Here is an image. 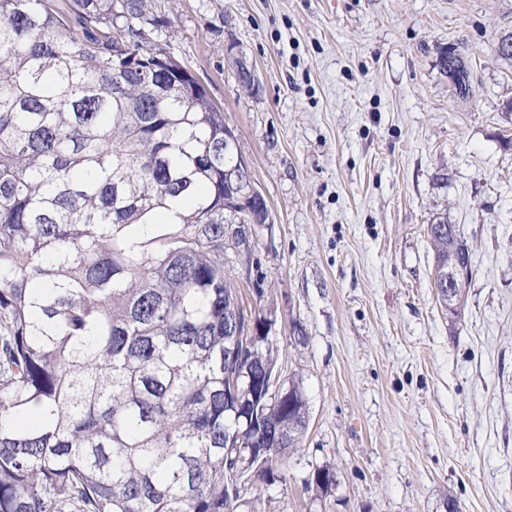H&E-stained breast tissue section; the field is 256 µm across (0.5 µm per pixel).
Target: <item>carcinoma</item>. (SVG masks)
Instances as JSON below:
<instances>
[{
    "instance_id": "1",
    "label": "carcinoma",
    "mask_w": 512,
    "mask_h": 512,
    "mask_svg": "<svg viewBox=\"0 0 512 512\" xmlns=\"http://www.w3.org/2000/svg\"><path fill=\"white\" fill-rule=\"evenodd\" d=\"M157 26L151 0H0V512H243L308 429L299 380L259 389L270 336L224 335L236 154Z\"/></svg>"
}]
</instances>
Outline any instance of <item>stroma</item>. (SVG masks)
Instances as JSON below:
<instances>
[{"mask_svg": "<svg viewBox=\"0 0 512 512\" xmlns=\"http://www.w3.org/2000/svg\"><path fill=\"white\" fill-rule=\"evenodd\" d=\"M152 36L236 132L270 224L224 250L271 311L309 427L250 512H512V0H152ZM463 49L473 94L438 67ZM252 74L251 84L238 78ZM472 255L464 313L433 286L428 226ZM336 473L329 492L307 487Z\"/></svg>", "mask_w": 512, "mask_h": 512, "instance_id": "1", "label": "stroma"}]
</instances>
